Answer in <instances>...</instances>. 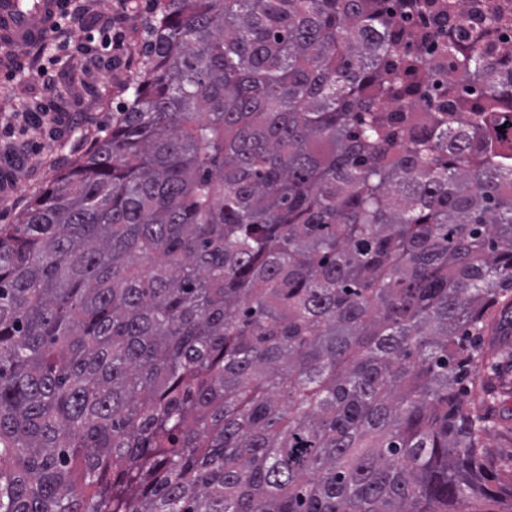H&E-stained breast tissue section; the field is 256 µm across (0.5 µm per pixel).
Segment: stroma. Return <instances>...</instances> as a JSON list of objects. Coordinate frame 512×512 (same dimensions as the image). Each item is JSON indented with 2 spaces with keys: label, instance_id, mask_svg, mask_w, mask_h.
<instances>
[{
  "label": "stroma",
  "instance_id": "35a3bbf8",
  "mask_svg": "<svg viewBox=\"0 0 512 512\" xmlns=\"http://www.w3.org/2000/svg\"><path fill=\"white\" fill-rule=\"evenodd\" d=\"M135 10L121 12L118 0H70L71 9L122 13L119 25L124 40L125 66L112 74L78 70L75 85L67 95L66 134L52 146L30 154L21 166L10 164L5 150L10 143L38 140L39 134L22 120L21 114L41 99V77L24 73L11 77L0 73V224L14 223L31 196L71 167L103 136L117 112L133 99L142 72L146 26L153 16L155 0H137ZM493 350L484 383L495 397L500 425L492 432L488 454L496 464L512 463V311L496 310L486 333Z\"/></svg>",
  "mask_w": 512,
  "mask_h": 512
}]
</instances>
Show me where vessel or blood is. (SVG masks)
<instances>
[{"mask_svg": "<svg viewBox=\"0 0 512 512\" xmlns=\"http://www.w3.org/2000/svg\"><path fill=\"white\" fill-rule=\"evenodd\" d=\"M20 2L0 0V72L12 69L32 44L41 42L63 5V0H35L26 11Z\"/></svg>", "mask_w": 512, "mask_h": 512, "instance_id": "vessel-or-blood-1", "label": "vessel or blood"}]
</instances>
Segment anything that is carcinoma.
Here are the masks:
<instances>
[{
	"label": "carcinoma",
	"instance_id": "obj_1",
	"mask_svg": "<svg viewBox=\"0 0 512 512\" xmlns=\"http://www.w3.org/2000/svg\"><path fill=\"white\" fill-rule=\"evenodd\" d=\"M0 224V512H512V0H159ZM511 318L510 309L502 310L499 306L485 335L486 344H490L494 354L487 364L484 383L496 397L494 406L500 420L498 430L492 432L489 440L491 448L487 450L490 459L498 465L512 462V329L511 335H507V322Z\"/></svg>",
	"mask_w": 512,
	"mask_h": 512
}]
</instances>
